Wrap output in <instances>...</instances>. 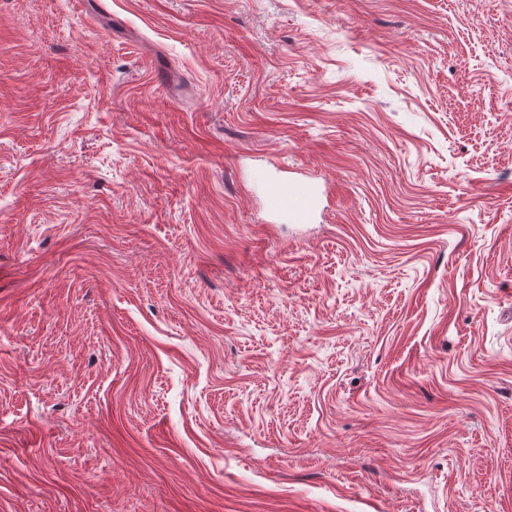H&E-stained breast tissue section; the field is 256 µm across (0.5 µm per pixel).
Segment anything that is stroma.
<instances>
[{
  "label": "stroma",
  "mask_w": 512,
  "mask_h": 512,
  "mask_svg": "<svg viewBox=\"0 0 512 512\" xmlns=\"http://www.w3.org/2000/svg\"><path fill=\"white\" fill-rule=\"evenodd\" d=\"M0 512H512V0H0ZM266 196L273 210L284 211L294 223H307L321 205L319 187L310 181L277 178L269 182Z\"/></svg>",
  "instance_id": "obj_1"
}]
</instances>
